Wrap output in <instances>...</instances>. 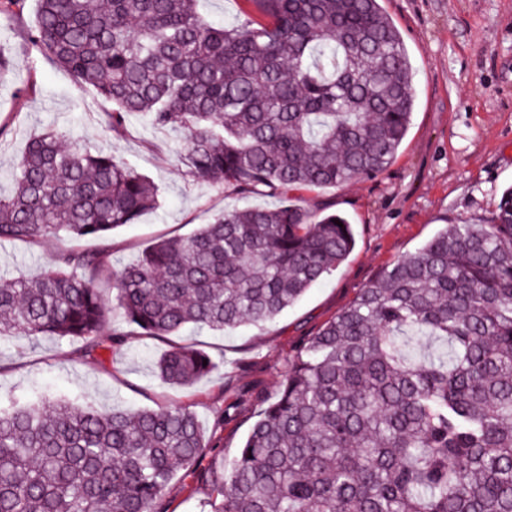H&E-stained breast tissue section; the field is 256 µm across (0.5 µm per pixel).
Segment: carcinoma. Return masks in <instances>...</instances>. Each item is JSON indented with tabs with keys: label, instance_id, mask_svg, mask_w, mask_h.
Masks as SVG:
<instances>
[{
	"label": "carcinoma",
	"instance_id": "obj_1",
	"mask_svg": "<svg viewBox=\"0 0 512 512\" xmlns=\"http://www.w3.org/2000/svg\"><path fill=\"white\" fill-rule=\"evenodd\" d=\"M250 2L263 20L217 26L200 0H38L31 43L112 105L107 130L130 114L176 130L189 177L280 204L225 210L120 270L65 249L0 277V335L76 340L101 362L123 342L106 332L114 309L157 338L260 326L351 254L347 219L294 193L389 165L415 102L404 40L378 0ZM64 138L48 128L16 161L0 242L105 238L159 207L128 161ZM156 368L189 386L213 362L173 346ZM207 447L182 406L11 400L0 512H156ZM215 491L211 512H512V187L488 221L445 226L302 338Z\"/></svg>",
	"mask_w": 512,
	"mask_h": 512
}]
</instances>
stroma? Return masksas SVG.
<instances>
[{
    "mask_svg": "<svg viewBox=\"0 0 512 512\" xmlns=\"http://www.w3.org/2000/svg\"><path fill=\"white\" fill-rule=\"evenodd\" d=\"M401 33L412 65L415 106L406 136L388 167L347 185L305 190L311 210L343 214L356 245L324 281L312 286L270 325H245L219 335L185 330L163 339L125 333L105 363L79 342L52 336L0 335V402L44 393L103 409L185 406L216 447L179 472L159 512H209L213 478L234 457L261 401L275 397L302 336L347 307L384 267L414 252L444 225L487 219L512 186V0H379ZM36 0L0 15V52L13 66L0 76V193L13 181L9 163L32 136L48 128L72 141L123 157L161 189L158 210L105 239L61 237L34 244L0 243V274L29 276L63 249L104 251L113 266L135 263L161 238L187 235L222 210L274 207L267 194L235 195L186 176L176 161L178 133L128 115L119 133L104 131L106 102L38 51L29 33ZM207 353L211 372L188 387L163 383L155 363L175 345Z\"/></svg>",
    "mask_w": 512,
    "mask_h": 512,
    "instance_id": "stroma-1",
    "label": "stroma"
}]
</instances>
